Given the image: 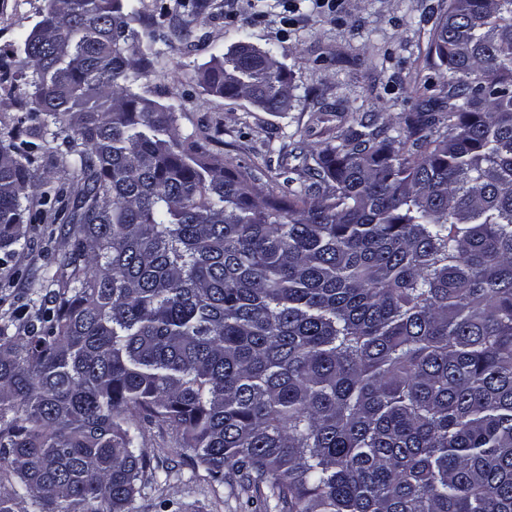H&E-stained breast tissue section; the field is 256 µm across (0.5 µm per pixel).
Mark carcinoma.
I'll return each mask as SVG.
<instances>
[{
	"label": "carcinoma",
	"mask_w": 512,
	"mask_h": 512,
	"mask_svg": "<svg viewBox=\"0 0 512 512\" xmlns=\"http://www.w3.org/2000/svg\"><path fill=\"white\" fill-rule=\"evenodd\" d=\"M123 0H44L17 50L41 144L0 139V262L69 227L57 290L0 325V512H133L136 418L279 512H512V0H448L439 93L309 156L288 193L134 92ZM242 37L211 92L290 101Z\"/></svg>",
	"instance_id": "1"
}]
</instances>
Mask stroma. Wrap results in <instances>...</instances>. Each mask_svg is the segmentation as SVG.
<instances>
[{
    "label": "stroma",
    "mask_w": 512,
    "mask_h": 512,
    "mask_svg": "<svg viewBox=\"0 0 512 512\" xmlns=\"http://www.w3.org/2000/svg\"><path fill=\"white\" fill-rule=\"evenodd\" d=\"M133 27L151 65L133 86L159 103L180 107L178 133L210 141L225 164L247 166L259 177L276 173L272 187L302 184L304 155L320 150L365 116L393 123L432 96L437 72L426 62L433 24L446 0H195L187 12L177 0H136ZM44 0H0V50L10 69L25 68L14 50L19 35L38 19ZM190 37H183V28ZM246 29L259 48L274 50L290 75L292 103L285 112L263 111L246 100L206 91L200 67L226 52ZM30 244L0 267V321L28 304L33 291L52 289L46 274L65 251L67 232L39 224ZM139 445L150 460L133 512H276L251 498L235 475L213 481L183 454L177 432L140 419Z\"/></svg>",
    "instance_id": "stroma-1"
}]
</instances>
